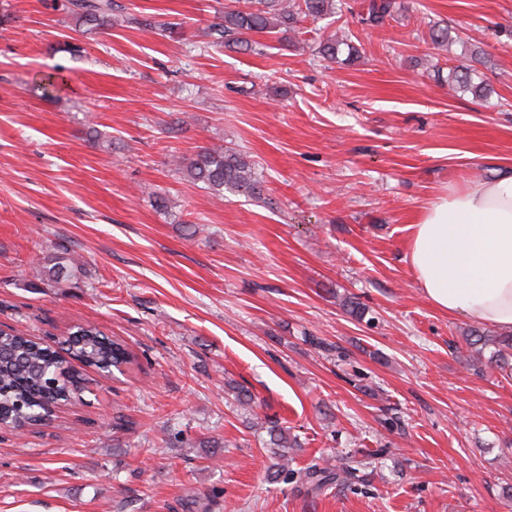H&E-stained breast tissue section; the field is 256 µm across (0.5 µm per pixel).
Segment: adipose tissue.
I'll use <instances>...</instances> for the list:
<instances>
[{"instance_id":"1","label":"adipose tissue","mask_w":512,"mask_h":512,"mask_svg":"<svg viewBox=\"0 0 512 512\" xmlns=\"http://www.w3.org/2000/svg\"><path fill=\"white\" fill-rule=\"evenodd\" d=\"M407 254L438 311L512 334V170L437 195L417 215Z\"/></svg>"}]
</instances>
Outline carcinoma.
Returning a JSON list of instances; mask_svg holds the SVG:
<instances>
[{"instance_id": "obj_1", "label": "carcinoma", "mask_w": 512, "mask_h": 512, "mask_svg": "<svg viewBox=\"0 0 512 512\" xmlns=\"http://www.w3.org/2000/svg\"><path fill=\"white\" fill-rule=\"evenodd\" d=\"M335 0H229L224 5L222 21L204 32L209 46H224L247 53L256 51L258 43L251 36L289 35L297 32L303 20H313L335 13ZM360 22L371 27H383L394 18L399 9L397 0H363ZM68 12L88 31H101L112 27L114 16L121 5L116 0H68ZM452 30L432 26L429 37L432 45L448 50ZM317 54L324 60L352 63L359 57L348 33L338 29L323 38ZM476 69L460 62L449 69L448 86L469 91L477 98L485 97L483 82H474ZM176 165L193 183H201L217 197L231 193L260 201L264 186L255 164L247 154L233 148H203L189 160L179 157ZM83 264L76 259L56 261L35 271V278L49 285H62L78 278ZM467 358L491 370L512 372V338H496L472 334L465 339ZM69 356L81 366L106 373L117 365L131 363V353L118 340L110 339L93 325L78 326L67 339ZM495 346L489 357L484 349ZM83 380L82 372L64 361L57 350L39 339L23 336L12 330H0V422L6 424H36L53 406L70 401ZM235 402L245 410L255 406L254 396L246 389L227 383ZM268 436L267 451L271 464L267 477L274 481H301L307 493L319 496L333 488H348L366 480L376 471L388 453L386 448L366 452L351 449L328 467L311 463L304 468L294 467V447L297 441L287 427L277 422H262Z\"/></svg>"}]
</instances>
